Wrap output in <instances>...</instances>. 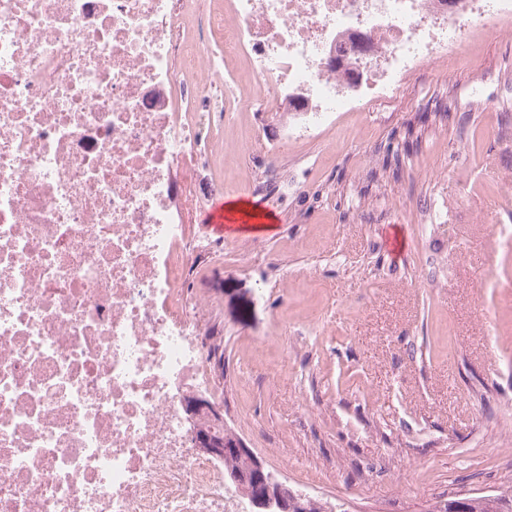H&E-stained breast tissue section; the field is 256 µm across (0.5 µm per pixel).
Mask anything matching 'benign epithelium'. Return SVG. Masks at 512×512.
I'll return each mask as SVG.
<instances>
[{"label": "benign epithelium", "mask_w": 512, "mask_h": 512, "mask_svg": "<svg viewBox=\"0 0 512 512\" xmlns=\"http://www.w3.org/2000/svg\"><path fill=\"white\" fill-rule=\"evenodd\" d=\"M199 452L217 459L235 456L245 465L231 474L239 494L250 499L254 512H303L308 495L292 491L277 479L264 463L237 436L224 440L201 438Z\"/></svg>", "instance_id": "benign-epithelium-1"}]
</instances>
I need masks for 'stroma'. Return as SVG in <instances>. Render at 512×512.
Returning <instances> with one entry per match:
<instances>
[{
	"mask_svg": "<svg viewBox=\"0 0 512 512\" xmlns=\"http://www.w3.org/2000/svg\"><path fill=\"white\" fill-rule=\"evenodd\" d=\"M244 133L227 113L217 175L269 229L225 238L192 278L216 304L233 432L345 512L512 487V258L494 230L497 205L512 208V37L422 67L274 157L241 152ZM407 133L399 171L383 168Z\"/></svg>",
	"mask_w": 512,
	"mask_h": 512,
	"instance_id": "stroma-1",
	"label": "stroma"
}]
</instances>
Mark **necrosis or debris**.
Returning <instances> with one entry per match:
<instances>
[{
  "instance_id": "necrosis-or-debris-1",
  "label": "necrosis or debris",
  "mask_w": 512,
  "mask_h": 512,
  "mask_svg": "<svg viewBox=\"0 0 512 512\" xmlns=\"http://www.w3.org/2000/svg\"><path fill=\"white\" fill-rule=\"evenodd\" d=\"M511 30L512 0H0V512H249L185 423L224 405L189 280L224 240L174 169L220 163L225 113L289 147Z\"/></svg>"
}]
</instances>
